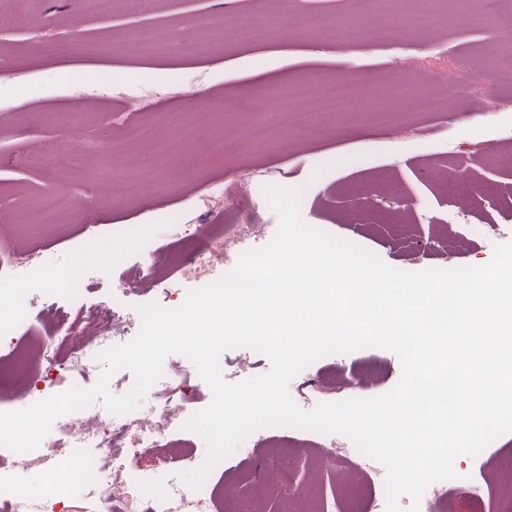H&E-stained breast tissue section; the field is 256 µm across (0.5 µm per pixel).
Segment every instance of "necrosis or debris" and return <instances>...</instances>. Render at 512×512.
Returning <instances> with one entry per match:
<instances>
[{"mask_svg": "<svg viewBox=\"0 0 512 512\" xmlns=\"http://www.w3.org/2000/svg\"><path fill=\"white\" fill-rule=\"evenodd\" d=\"M354 109L350 83L332 79L325 83L316 107L282 105L278 123H254L248 127L247 137L254 142H269L281 136L289 123L313 120L322 112ZM163 130L195 143L212 141L216 133L212 113L204 108L192 121L187 120L185 113L168 112L157 123L129 125L126 135L133 143H155ZM265 187V181L247 178L217 187L210 193L213 207L234 213V223L212 224L203 232L192 230L186 224H169L175 241L191 244L174 266V274L185 279H204L212 271L214 258L223 255L237 258L247 251L255 232L250 219L265 199ZM39 261V256L26 252L0 257V351H8L15 359L27 346V338L20 327L32 305L53 296L55 291L74 294L84 287L82 278L75 275L63 282L49 280ZM125 320L119 305L101 304L86 311L83 334L67 357H59L56 341L43 343L37 363L26 366L24 389L18 401L7 403V410L29 407L58 394L64 381L88 375L103 350L126 343L122 329ZM168 384L165 378L155 383L158 398L148 411L137 408L115 415L102 407L98 410L97 422L91 425L84 422V413L80 410L58 417L54 422L58 436L72 441L80 453L70 461L66 480L60 483L56 497L28 499L22 486L0 475V506L24 499L29 512H70L66 496L72 480L85 489L81 512H187L189 504L205 506L222 498V488L208 480L201 488H190L181 478L183 465L173 464L158 453L161 443L176 446L178 435L189 418L190 394L167 395ZM146 457L153 458L156 469L165 475L164 489L157 493L144 485L137 493H129V482L139 476L141 461Z\"/></svg>", "mask_w": 512, "mask_h": 512, "instance_id": "necrosis-or-debris-1", "label": "necrosis or debris"}]
</instances>
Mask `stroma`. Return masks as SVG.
Wrapping results in <instances>:
<instances>
[{
    "instance_id": "obj_1",
    "label": "stroma",
    "mask_w": 512,
    "mask_h": 512,
    "mask_svg": "<svg viewBox=\"0 0 512 512\" xmlns=\"http://www.w3.org/2000/svg\"><path fill=\"white\" fill-rule=\"evenodd\" d=\"M385 0L364 9L359 0H156L141 14L139 40L127 29L97 13L90 0H29L28 10L42 18L31 27L25 17L0 13V107L11 120L0 125V254L31 251L57 265L63 275L79 273L86 286L81 297L64 294L39 301L25 324L37 338L80 333L79 309L111 302L114 288L135 278L145 291L122 297L132 321L136 306L160 301L152 281V259L126 240L121 264L106 267L105 256L74 252L75 242L93 243L113 225H130L136 235L154 239L159 249L176 246L164 233L170 213L181 223L232 222L231 214L210 210L208 185L259 173L292 186L300 179L308 193L300 206L309 225L365 248L388 265L409 272L431 268L482 266L494 244L512 242V35L498 18L512 16V0H401L403 15L419 13L422 25L405 26L402 18L381 21ZM293 18L309 11L321 15L324 28L289 27L276 36L264 33L270 12ZM251 22L253 37L237 42L225 28V16ZM170 31L173 52L154 53L152 41ZM418 58L429 71L421 78L406 69L405 57ZM495 71V111L476 108L463 78ZM344 73L357 94L388 96L408 85L400 126L369 123L363 112H349L315 123L302 122L264 145L245 139L246 125L260 119L264 92L280 89L306 103H316L322 83ZM149 88L177 87V94L155 99L149 110L128 112L118 98L114 75ZM447 99L444 112L430 116L418 104L428 95ZM204 105L222 115L224 134L214 142L172 144L159 168L140 166L146 144L124 139L127 125L156 119L162 112H191ZM56 141L62 155L79 157L75 169H43L19 164L36 143ZM140 177L145 187L135 199L109 191L111 181ZM464 180L482 189L474 206L460 207L442 193L441 181ZM57 193L70 206L67 224L26 227L24 215ZM379 364L380 373L363 378L360 370ZM224 379L236 383L266 373L269 359L249 348L225 351ZM335 379L336 386L309 391L310 377ZM401 362L391 351L360 349L324 356L290 383L296 404L305 410L321 402L368 398L395 386ZM288 440L287 454L266 447V440ZM512 457V433L504 434L478 456H460L454 469L463 487L482 485L492 492L487 512H501L512 496V481L499 473L501 460ZM355 452L333 467L322 466L316 444L290 427L267 428L262 440L239 445L224 460L212 482L225 494L259 498L265 512H288L286 494L270 493L267 479L283 473L290 491L311 493L310 512H351L357 495L348 479L369 478Z\"/></svg>"
}]
</instances>
